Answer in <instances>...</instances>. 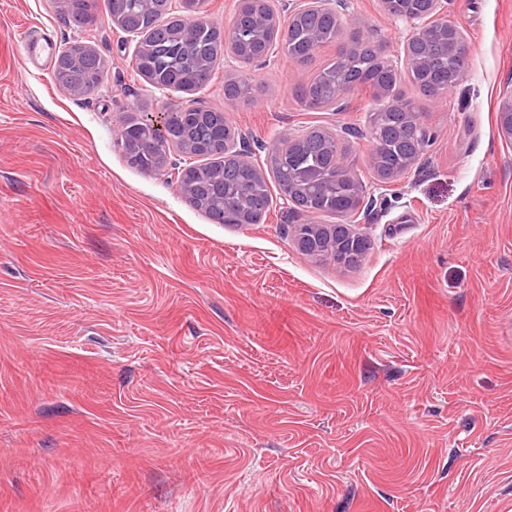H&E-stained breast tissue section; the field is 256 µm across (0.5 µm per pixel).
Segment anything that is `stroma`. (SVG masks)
Wrapping results in <instances>:
<instances>
[{
    "label": "stroma",
    "instance_id": "stroma-1",
    "mask_svg": "<svg viewBox=\"0 0 512 512\" xmlns=\"http://www.w3.org/2000/svg\"><path fill=\"white\" fill-rule=\"evenodd\" d=\"M347 19L396 50L379 0ZM468 79L421 117L425 158L379 182L355 268L300 252L302 214L214 224L167 176L130 167L127 115L194 101L226 111L254 160L288 134L366 128L359 89L304 112L297 63L160 91L107 7L92 26L59 0H0V512H512V0H448ZM106 62L90 95L61 92L27 38Z\"/></svg>",
    "mask_w": 512,
    "mask_h": 512
}]
</instances>
